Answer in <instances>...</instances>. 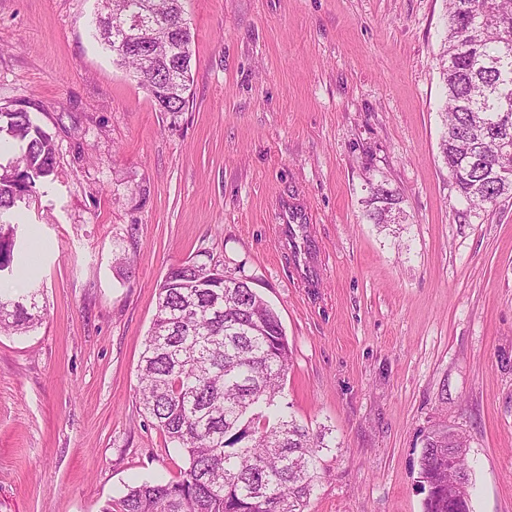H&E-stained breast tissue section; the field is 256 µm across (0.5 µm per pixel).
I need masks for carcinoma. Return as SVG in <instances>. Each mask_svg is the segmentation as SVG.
I'll return each mask as SVG.
<instances>
[{
    "mask_svg": "<svg viewBox=\"0 0 512 512\" xmlns=\"http://www.w3.org/2000/svg\"><path fill=\"white\" fill-rule=\"evenodd\" d=\"M95 36L128 69L153 101L181 112L193 83V35L183 0H97ZM169 27L177 51L147 37L156 22ZM446 89L440 153L467 208L496 205L512 183L496 178L500 139L512 140V0H448ZM0 278L26 241L19 203L44 185L56 168L49 133L24 108L0 109ZM401 194L380 183L370 188L365 219L386 227ZM37 288H0V333L22 335L42 321ZM291 348L277 312L246 278L196 262L172 267L158 286L157 308L144 343L138 396L168 442L185 457L169 481H142L102 512H306L323 475L326 432L312 431L278 404ZM465 447L446 424L422 441L420 487L424 512H448V497L465 477L448 472V449Z\"/></svg>",
    "mask_w": 512,
    "mask_h": 512,
    "instance_id": "cac0c4a2",
    "label": "carcinoma"
}]
</instances>
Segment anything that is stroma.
<instances>
[{
  "label": "stroma",
  "mask_w": 512,
  "mask_h": 512,
  "mask_svg": "<svg viewBox=\"0 0 512 512\" xmlns=\"http://www.w3.org/2000/svg\"><path fill=\"white\" fill-rule=\"evenodd\" d=\"M186 9L193 84L172 114L96 42V0H0V107L57 157L24 210L43 320L0 335V512H101L178 477L137 388L158 286L186 261L279 315V402L330 444L309 512H423L437 423L466 441L473 512H512V195L466 209L441 160L446 0ZM380 182L404 197L396 237L363 216Z\"/></svg>",
  "instance_id": "obj_1"
}]
</instances>
